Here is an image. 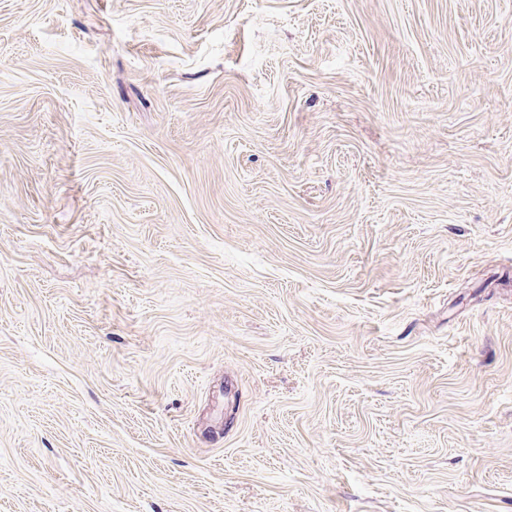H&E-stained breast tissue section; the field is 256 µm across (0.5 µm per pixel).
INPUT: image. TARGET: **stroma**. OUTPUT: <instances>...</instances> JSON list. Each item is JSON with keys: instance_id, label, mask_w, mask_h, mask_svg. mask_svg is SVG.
<instances>
[{"instance_id": "stroma-1", "label": "stroma", "mask_w": 512, "mask_h": 512, "mask_svg": "<svg viewBox=\"0 0 512 512\" xmlns=\"http://www.w3.org/2000/svg\"><path fill=\"white\" fill-rule=\"evenodd\" d=\"M0 512H512V0H0Z\"/></svg>"}]
</instances>
